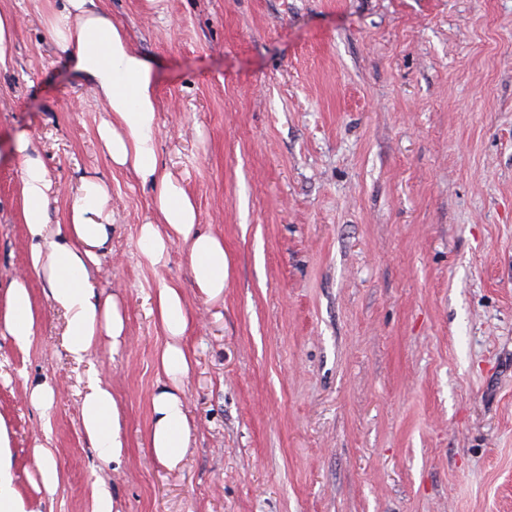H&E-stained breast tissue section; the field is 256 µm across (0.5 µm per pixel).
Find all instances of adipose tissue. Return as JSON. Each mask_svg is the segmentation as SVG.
<instances>
[{"mask_svg": "<svg viewBox=\"0 0 512 512\" xmlns=\"http://www.w3.org/2000/svg\"><path fill=\"white\" fill-rule=\"evenodd\" d=\"M50 34L106 105L110 118L99 126L98 135L113 164L133 169L143 181L156 185V219L141 225L138 236L142 256L150 265H162L171 245L183 242L200 294L208 301L223 299L224 242L214 234L197 231L194 202L158 166L156 76L151 64L132 48L123 26L97 7L95 0H65L50 22ZM13 152L19 162L28 266L46 281L51 303L64 316L67 353L74 361L85 362L104 339L117 346L126 338L119 300L100 299L94 285V272L108 248L112 227L107 189L99 180H84L65 223L51 225V181L26 134L16 137ZM152 311L165 336L157 361L166 381L151 401L149 450L158 463L172 469L186 457L192 441L183 382L192 371L193 358L182 344L191 317L180 288L169 284L157 289ZM39 326L28 279L18 276L0 296V331L23 349L31 344ZM79 411L83 432L100 456L121 462L126 431L111 387L90 378ZM11 457L10 433L0 420V512H35L19 486Z\"/></svg>", "mask_w": 512, "mask_h": 512, "instance_id": "ef3b65f1", "label": "adipose tissue"}]
</instances>
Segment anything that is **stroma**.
<instances>
[{
  "label": "stroma",
  "instance_id": "obj_1",
  "mask_svg": "<svg viewBox=\"0 0 512 512\" xmlns=\"http://www.w3.org/2000/svg\"><path fill=\"white\" fill-rule=\"evenodd\" d=\"M157 77L158 161L224 240V299L183 243L138 249L156 192L113 165L108 114L48 20L61 0H0V295L26 272L18 165L27 134L52 181L51 224L85 179L109 192L95 286L128 335L91 362L42 315L30 347L0 334V418L37 512H512V0H97ZM181 288L195 366L176 468L148 451L165 339L150 313ZM125 419L121 465L85 437L89 370ZM54 386L35 408L28 389ZM65 481L37 491L35 439Z\"/></svg>",
  "mask_w": 512,
  "mask_h": 512
}]
</instances>
